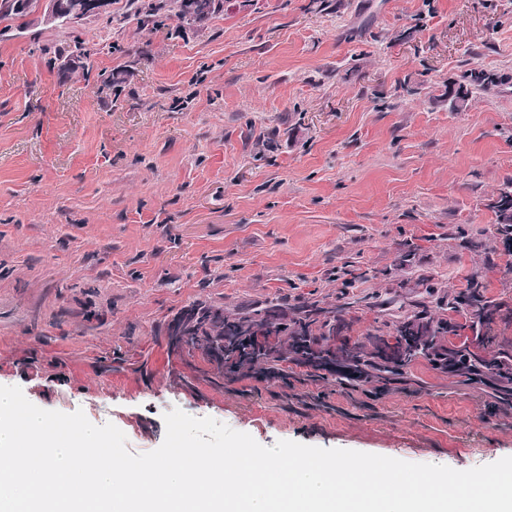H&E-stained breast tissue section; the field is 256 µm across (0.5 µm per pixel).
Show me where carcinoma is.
I'll use <instances>...</instances> for the list:
<instances>
[{
	"instance_id": "cac0c4a2",
	"label": "carcinoma",
	"mask_w": 512,
	"mask_h": 512,
	"mask_svg": "<svg viewBox=\"0 0 512 512\" xmlns=\"http://www.w3.org/2000/svg\"><path fill=\"white\" fill-rule=\"evenodd\" d=\"M137 15L146 17L166 7L165 0H133ZM223 7V0H180L179 16L187 9L213 15ZM468 94L488 92L506 84L495 74L470 69L462 76ZM496 216L489 230L495 244H512V180L504 183L488 203ZM422 288L435 292L427 278L413 283L402 279L395 283L391 296L378 306L398 305L402 311L394 320L366 336L349 342L339 339L345 327L343 316L360 305V300L344 296L335 307H324L318 300L289 303L288 297H276L257 309H226L212 302H198L178 312L165 324V336L171 325H183L182 344L170 350L192 354L201 352L223 377L257 375L266 380L288 375V366L306 369L307 379L327 380L341 387L357 390L366 383L390 382L404 370L423 359L433 366L448 358V373L469 384L490 385L493 380L512 377V341L497 335L500 303L484 295L482 275L475 272L467 279L465 291L448 294L440 301L442 314L432 313L421 302L405 309L401 290ZM465 323L457 325L454 316Z\"/></svg>"
}]
</instances>
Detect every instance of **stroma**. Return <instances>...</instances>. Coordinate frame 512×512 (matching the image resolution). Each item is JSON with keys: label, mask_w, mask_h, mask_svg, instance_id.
<instances>
[{"label": "stroma", "mask_w": 512, "mask_h": 512, "mask_svg": "<svg viewBox=\"0 0 512 512\" xmlns=\"http://www.w3.org/2000/svg\"><path fill=\"white\" fill-rule=\"evenodd\" d=\"M92 69L69 63L75 41ZM470 68L512 75V0H129L80 28L0 19V386L158 448L178 408L250 434L457 470L512 456V406L427 361L352 391L216 381L162 328L197 301L333 305L359 339L393 283L484 275L512 338V248H468L512 179V87L448 106ZM417 246L399 267L401 243ZM179 2V16L183 23L188 8L194 7V12L208 14L210 17L211 15L220 11L224 3L223 0H180ZM194 12L191 9L187 16L191 19L192 26H199L201 23H203V20L195 19L196 14Z\"/></svg>", "instance_id": "1"}]
</instances>
